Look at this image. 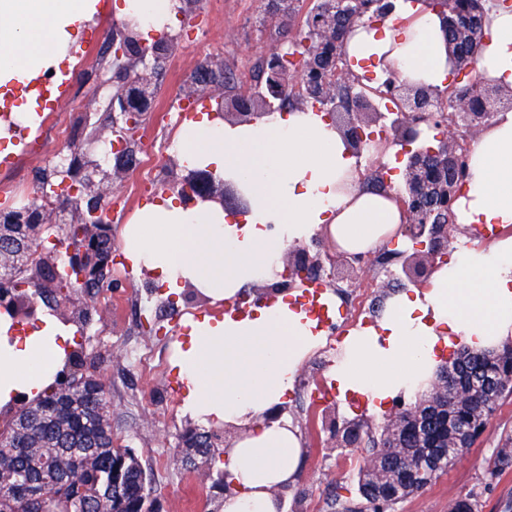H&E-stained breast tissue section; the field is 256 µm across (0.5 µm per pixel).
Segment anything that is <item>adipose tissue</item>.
<instances>
[{"label": "adipose tissue", "instance_id": "adipose-tissue-1", "mask_svg": "<svg viewBox=\"0 0 512 512\" xmlns=\"http://www.w3.org/2000/svg\"><path fill=\"white\" fill-rule=\"evenodd\" d=\"M98 0H0V108L11 115L37 108L34 82L58 70L93 23ZM174 0H116L121 19L136 20L145 38L169 31ZM348 52L372 68L398 71L414 85L448 78L439 16L404 0L384 23L356 28ZM486 76L512 88V11L492 9L479 60ZM173 152L181 166L200 167L241 189L242 221L221 208L161 197L127 225L123 251L134 270H149L169 292L198 289L226 310L191 321L176 364L187 384L182 409L194 419L232 426L224 450L232 486L222 512H283L302 451L283 405L307 356L325 346L318 322L285 295L246 312L242 289L274 282L281 255L323 232L337 251L364 253L402 234L393 196L361 188V168L340 133L311 108L278 112L247 124L202 117L183 122ZM463 230L448 263L425 286L391 296L381 316L352 330L335 353L329 377L339 395L361 396L382 410L414 398L435 372L441 348L459 343L491 349L512 341V110L498 114L473 145L468 178L455 207ZM75 329L43 314L21 336L0 313V406L33 399L55 379Z\"/></svg>", "mask_w": 512, "mask_h": 512}]
</instances>
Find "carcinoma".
<instances>
[{"mask_svg":"<svg viewBox=\"0 0 512 512\" xmlns=\"http://www.w3.org/2000/svg\"><path fill=\"white\" fill-rule=\"evenodd\" d=\"M459 7L457 0H447L448 38L454 28H465L477 15H487L486 0H467ZM468 61L448 58L450 73L463 80L441 89L447 95L448 112L456 111L451 102L469 100V110L483 107L485 76L478 69L482 43L460 46ZM32 224H0V249L13 251L28 246ZM111 227L91 224L83 234L106 248ZM49 275L57 286L74 291L77 300H60L51 288L38 296H47L52 311L63 320L80 326L105 310L98 305L100 282L80 285L77 275L61 261ZM512 366V344L499 349L473 350L466 346L456 353L446 368L434 375L428 390L414 402L423 412L437 405L448 414V446L430 448L427 438L411 435L395 423L383 424L380 432L361 419L353 418L356 436L371 446V456L359 467L357 492L348 498L336 495V512H391L402 500L424 492L441 474L461 458L466 448L455 447V434L485 428L506 399L512 386L493 396H477L471 378L505 374ZM460 373V380L450 391L444 375L449 370ZM111 383L93 370L83 347L67 354L65 367L55 384L42 396L6 411L0 410V512H154L155 490L147 471L134 451L114 445L112 411L109 401ZM221 435L216 431L189 429L181 436L184 451L180 462L212 470L219 451ZM512 467V434H505L495 448L493 463L487 466L484 481L496 480ZM41 483L38 498L28 497L26 485ZM479 494L471 490L448 503V512H475Z\"/></svg>","mask_w":512,"mask_h":512,"instance_id":"obj_1","label":"carcinoma"}]
</instances>
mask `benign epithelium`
<instances>
[{
  "label": "benign epithelium",
  "mask_w": 512,
  "mask_h": 512,
  "mask_svg": "<svg viewBox=\"0 0 512 512\" xmlns=\"http://www.w3.org/2000/svg\"><path fill=\"white\" fill-rule=\"evenodd\" d=\"M309 10V31L316 48L300 58L297 66L288 61L294 45L284 48L275 45L257 63L263 79L261 91L241 94L229 91L224 84V61L208 59V63L193 73L190 84L184 89L183 105H190L201 95H210L224 111V120L231 123L250 122L268 116L274 106L304 107L306 99L295 94L294 85L304 83L307 94L313 99L315 109L326 112L351 151L360 156L368 140L380 134L386 143L403 146L405 175L403 185L395 197L405 216L404 233L415 243L410 253H403L401 271L410 281H428L439 263L448 261L454 225L449 214L458 199V184L466 177L469 153L460 141L461 131L491 126L497 117L501 101L486 100L483 112H439L431 91L409 85L399 78L396 71H389L386 82L387 95L399 104L396 112H381L375 100L362 93L349 90L336 91V78L341 75L339 50L353 30V23L369 17L383 19L395 13L393 0H306ZM178 40L175 34H166L152 45L140 42L132 24L124 22L113 29L108 37L112 52V80L104 85L103 100L111 116L112 163L72 169L46 170L41 176V186L55 187L63 180L72 185L67 195L58 199L71 205L70 216L56 219L54 205H33L9 210L0 216L5 224H102L107 214V198L112 195L115 180L134 169L142 153L140 133L132 130L149 119L156 100L155 77L164 55L174 49ZM428 123L445 129V135L435 146L412 148L420 137L419 126ZM167 186L178 190L188 200L199 199L221 206L228 198L246 205L238 190L215 176L208 169L187 171L169 160ZM72 267L82 270L80 280L94 272L109 277L112 271V254H97L96 248L85 243L80 250H68ZM371 262L370 254H330L322 241L314 237L308 243L287 248L284 271L279 280L262 287H253L256 297L263 292L286 291L297 282L323 284L333 281L340 268L354 269ZM27 304L30 312L36 305L28 302L22 289L0 288V304L18 307Z\"/></svg>",
  "instance_id": "obj_1"
}]
</instances>
